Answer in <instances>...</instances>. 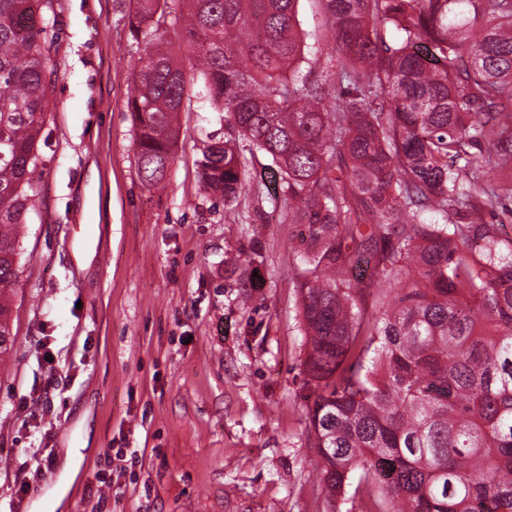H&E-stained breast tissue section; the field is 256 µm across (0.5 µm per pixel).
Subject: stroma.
I'll use <instances>...</instances> for the list:
<instances>
[{
	"label": "stroma",
	"mask_w": 512,
	"mask_h": 512,
	"mask_svg": "<svg viewBox=\"0 0 512 512\" xmlns=\"http://www.w3.org/2000/svg\"><path fill=\"white\" fill-rule=\"evenodd\" d=\"M52 7L50 139L0 361V512H329L302 367L306 244L277 174L259 154L247 196H202L198 161L228 129L195 97L164 188H147L132 0ZM33 448L48 466L20 496Z\"/></svg>",
	"instance_id": "stroma-1"
}]
</instances>
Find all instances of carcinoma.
<instances>
[{
    "label": "carcinoma",
    "instance_id": "cac0c4a2",
    "mask_svg": "<svg viewBox=\"0 0 512 512\" xmlns=\"http://www.w3.org/2000/svg\"><path fill=\"white\" fill-rule=\"evenodd\" d=\"M325 2L333 43L310 45L298 0H135L140 178L163 182L194 89L234 132L202 153L201 190L237 201L260 152L301 201L282 223L308 229V430L332 512L369 486L375 512H512V242L466 221L475 196L496 203L485 177L512 161L470 152L483 111L512 124L498 102L512 0ZM56 24L50 0H0V359L15 342ZM324 46L337 74L312 82L302 68Z\"/></svg>",
    "mask_w": 512,
    "mask_h": 512
}]
</instances>
